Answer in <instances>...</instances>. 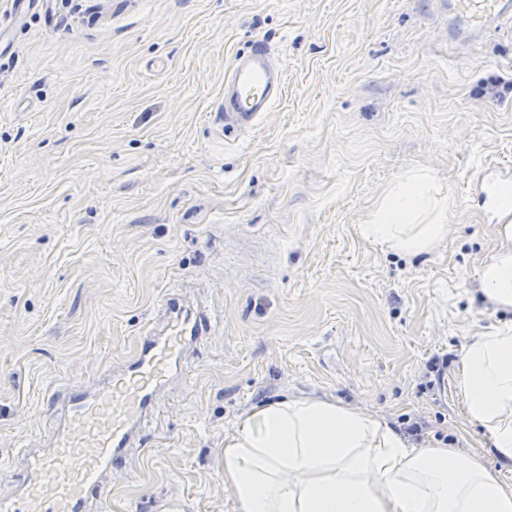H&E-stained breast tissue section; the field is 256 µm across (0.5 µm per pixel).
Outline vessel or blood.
I'll list each match as a JSON object with an SVG mask.
<instances>
[{"label": "vessel or blood", "instance_id": "b4317fda", "mask_svg": "<svg viewBox=\"0 0 512 512\" xmlns=\"http://www.w3.org/2000/svg\"><path fill=\"white\" fill-rule=\"evenodd\" d=\"M449 11L460 35L512 27V0H449ZM229 83L232 94L217 110L233 126L250 125L282 94L270 50L261 42L236 55ZM163 304L166 327L147 332L133 358L92 387L69 386L49 396L66 432L48 450H25L17 482L0 492V512H90L91 503L107 500L104 475L130 463L140 418L180 373L188 349L211 331L206 312L184 313L170 296Z\"/></svg>", "mask_w": 512, "mask_h": 512}]
</instances>
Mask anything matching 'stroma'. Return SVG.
I'll return each mask as SVG.
<instances>
[{"instance_id": "35a3bbf8", "label": "stroma", "mask_w": 512, "mask_h": 512, "mask_svg": "<svg viewBox=\"0 0 512 512\" xmlns=\"http://www.w3.org/2000/svg\"><path fill=\"white\" fill-rule=\"evenodd\" d=\"M447 3L0 0V485L55 440L49 394L134 357L167 295L212 334L105 475L103 512H234L224 437L287 393L512 482L459 389L473 337L512 325L478 276L512 186V29L457 39ZM256 41L283 94L233 131L215 108ZM414 175L446 234L372 243Z\"/></svg>"}]
</instances>
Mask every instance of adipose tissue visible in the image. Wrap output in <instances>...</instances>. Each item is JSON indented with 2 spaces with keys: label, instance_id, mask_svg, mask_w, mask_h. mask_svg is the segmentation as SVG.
<instances>
[{
  "label": "adipose tissue",
  "instance_id": "1",
  "mask_svg": "<svg viewBox=\"0 0 512 512\" xmlns=\"http://www.w3.org/2000/svg\"><path fill=\"white\" fill-rule=\"evenodd\" d=\"M420 177L400 185L366 227L381 245L421 251L448 215L419 223L429 205ZM500 244L480 287L512 307V204L493 200ZM463 405L512 471V326L476 337L460 372ZM224 485L235 512H512V484L445 447L409 446L400 432L332 399L288 395L239 416L224 439Z\"/></svg>",
  "mask_w": 512,
  "mask_h": 512
}]
</instances>
